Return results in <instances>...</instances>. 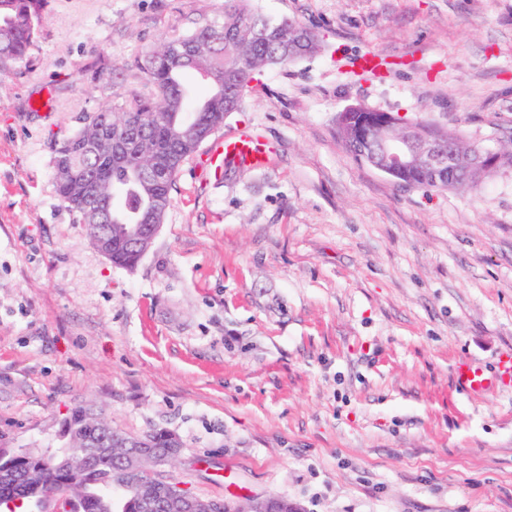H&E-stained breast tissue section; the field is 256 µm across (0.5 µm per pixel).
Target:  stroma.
Returning a JSON list of instances; mask_svg holds the SVG:
<instances>
[{
	"mask_svg": "<svg viewBox=\"0 0 512 512\" xmlns=\"http://www.w3.org/2000/svg\"><path fill=\"white\" fill-rule=\"evenodd\" d=\"M320 49L268 69L205 142L131 269L60 203L54 143L142 88L132 64L222 0H49L0 87V448L60 445L95 402L114 430L173 433L192 494L304 512H512V168L477 187H401L357 162L336 115L361 104L497 148L512 132V0H251ZM383 60L379 72L358 54ZM126 65L90 85L94 70ZM50 96L52 106L35 109ZM227 159H237L254 169H262L266 166L267 154L259 141L245 135H230L215 148L212 163L221 166ZM455 374L458 387L469 393L477 392L490 384L487 379L482 378L481 373L465 361H460L455 365Z\"/></svg>",
	"mask_w": 512,
	"mask_h": 512,
	"instance_id": "35a3bbf8",
	"label": "stroma"
}]
</instances>
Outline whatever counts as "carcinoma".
Instances as JSON below:
<instances>
[{
	"instance_id": "obj_1",
	"label": "carcinoma",
	"mask_w": 512,
	"mask_h": 512,
	"mask_svg": "<svg viewBox=\"0 0 512 512\" xmlns=\"http://www.w3.org/2000/svg\"><path fill=\"white\" fill-rule=\"evenodd\" d=\"M249 0H224L220 21H205L194 29L174 34L154 45L134 62L143 89L122 105L103 103L82 116L80 129L58 143L54 156V181L60 202L95 239L96 225H109L113 265L132 268L138 256L130 244L133 224H152L166 215L170 195L183 163L201 147L203 136L212 137L224 127L232 112L242 111L251 82L265 69L286 66L318 49L317 34L307 25L273 19L248 6ZM47 0H0V75L14 70L27 57L40 31ZM354 158L370 163V145L356 142L350 130L339 129ZM137 140L136 150L112 154V140ZM154 165L167 169L164 178L144 176ZM96 182V199L81 190L82 180ZM400 183L433 188L426 175L411 169ZM104 420L90 407L75 408L67 422L66 447L80 450L104 438ZM155 453L178 448L176 437L159 430L150 435ZM122 448L100 454L80 477L72 472L69 457L57 452L42 472L28 460L23 472L0 480V507L41 506L52 486L59 497L71 494L80 501V512H114L112 488L124 491V502L135 501L136 490L124 484Z\"/></svg>"
}]
</instances>
